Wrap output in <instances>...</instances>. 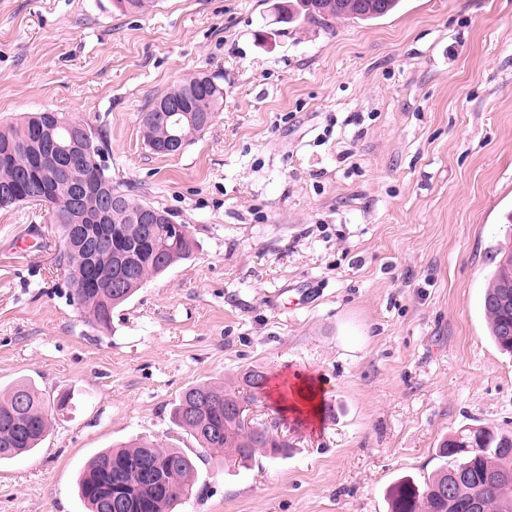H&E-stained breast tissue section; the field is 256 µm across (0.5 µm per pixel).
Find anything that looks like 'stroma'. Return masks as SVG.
Masks as SVG:
<instances>
[{"label": "stroma", "instance_id": "stroma-1", "mask_svg": "<svg viewBox=\"0 0 512 512\" xmlns=\"http://www.w3.org/2000/svg\"><path fill=\"white\" fill-rule=\"evenodd\" d=\"M275 2L0 0V125L78 116L113 181L197 242L100 335L44 211L0 209V387L74 397L34 454L0 465V512H85L82 465L139 437L195 459L176 512H389L444 438L512 430V356L481 309L512 242V0H406L329 33L277 22ZM199 72L223 110L154 154L139 113ZM249 367L320 385L322 420L265 393L253 421L287 457H205L172 407Z\"/></svg>", "mask_w": 512, "mask_h": 512}]
</instances>
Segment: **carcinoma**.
I'll use <instances>...</instances> for the list:
<instances>
[{"instance_id":"carcinoma-1","label":"carcinoma","mask_w":512,"mask_h":512,"mask_svg":"<svg viewBox=\"0 0 512 512\" xmlns=\"http://www.w3.org/2000/svg\"><path fill=\"white\" fill-rule=\"evenodd\" d=\"M158 0H112L121 13H146ZM401 0H382L379 9L366 8L365 0H296L297 8H285L282 21H302L331 31L338 20L373 21L394 13ZM178 103L187 112H203L209 121L182 119L176 125L162 110ZM224 105V86L217 76L197 73L178 81L140 113L145 144L160 155H172V137L188 146L211 125ZM54 117V139L66 145L73 128L82 122L64 112H32L17 122L0 127V209L24 204L43 207L49 223L71 236L74 224L94 219L112 228V252H103L99 264L112 267V277L122 280L121 292L112 285L94 288L92 272L77 241L60 249L58 266L63 270L73 305L87 325L99 334L111 330L112 312L146 283L162 275L174 263L190 257L195 242L189 234L171 231V215L162 207L112 182L107 168L97 160L102 145L96 137L71 151L55 174L56 188L47 191L37 184L31 148L50 146L42 130L45 119ZM79 180L87 191L74 200L67 183ZM151 208L163 215L158 223L144 226L138 214ZM512 288V251H500L483 298V311L491 336L500 350L512 353V300L503 304L506 288ZM266 372L259 367L244 370L238 391H227L214 382L188 386L173 408L175 423L187 431L208 454L232 457L241 463L263 451L270 458L285 457L290 445L270 435L265 427H246L237 422L232 407L238 400L264 392ZM65 394L48 400L32 383L22 381L0 390V462L18 459L38 447L49 431V412L64 408ZM437 456L443 464L432 478L418 484L406 476L390 493L391 512H512V431L484 427L467 428L443 440ZM195 464L177 448L140 440L128 446L101 451L83 466L77 484L87 512H106L116 495L126 500L127 512H173L184 492L192 489Z\"/></svg>"}]
</instances>
